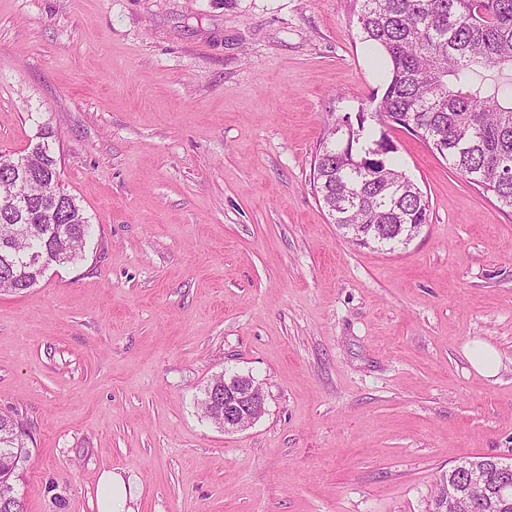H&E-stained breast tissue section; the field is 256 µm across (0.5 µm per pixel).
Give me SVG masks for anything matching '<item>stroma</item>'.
<instances>
[{
  "label": "stroma",
  "mask_w": 512,
  "mask_h": 512,
  "mask_svg": "<svg viewBox=\"0 0 512 512\" xmlns=\"http://www.w3.org/2000/svg\"><path fill=\"white\" fill-rule=\"evenodd\" d=\"M355 0H0V152L53 132L82 260L0 295V412L27 512H426L439 472L512 462V212L388 134L431 222L342 237L315 152L384 62ZM475 339L502 357L470 366ZM224 372L265 412L201 411ZM464 354L471 367L487 378L496 376L501 368V355L492 345L473 341L464 347ZM238 378L237 373L227 376L226 372L213 378L203 390L202 399H208L209 413L205 415L219 428L221 413L217 410V404L224 394V423L223 429L227 432H236L251 426L265 411V395L260 385L252 386L251 383L242 385V379L238 383H226L224 378ZM201 399V400H202ZM128 498V487L121 476L107 470L100 474L93 502L96 512H132L127 510Z\"/></svg>",
  "instance_id": "35a3bbf8"
}]
</instances>
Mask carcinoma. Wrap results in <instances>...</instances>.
<instances>
[{
	"label": "carcinoma",
	"mask_w": 512,
	"mask_h": 512,
	"mask_svg": "<svg viewBox=\"0 0 512 512\" xmlns=\"http://www.w3.org/2000/svg\"><path fill=\"white\" fill-rule=\"evenodd\" d=\"M362 40L385 61L382 93L344 116L319 144L313 186L342 235L390 251L407 245L416 224L430 223L422 190L394 160L386 133L398 126L448 162L467 182L512 211V0H357ZM384 127L375 133L374 126ZM50 133L16 156L0 154V194L26 201L16 240H0V292L23 293L55 265L83 257L90 233L64 185ZM225 375L203 390L207 419L220 425ZM22 425L0 415V512H26L14 478L26 451ZM486 483L503 475L479 457Z\"/></svg>",
	"instance_id": "1"
}]
</instances>
